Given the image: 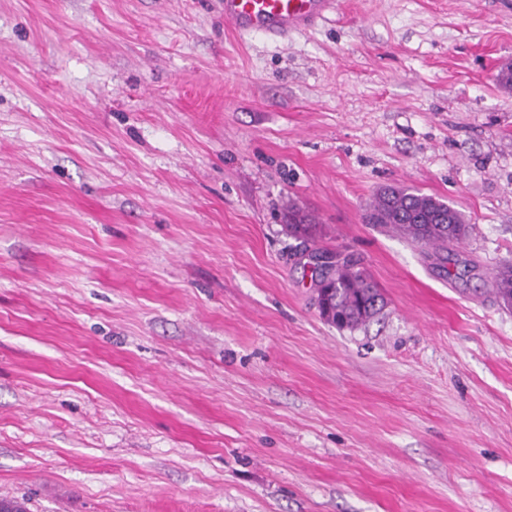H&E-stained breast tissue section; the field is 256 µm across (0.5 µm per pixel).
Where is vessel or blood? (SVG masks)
I'll use <instances>...</instances> for the list:
<instances>
[{
  "label": "vessel or blood",
  "instance_id": "b4317fda",
  "mask_svg": "<svg viewBox=\"0 0 512 512\" xmlns=\"http://www.w3.org/2000/svg\"><path fill=\"white\" fill-rule=\"evenodd\" d=\"M224 23L241 35L285 38L313 27L336 0H223Z\"/></svg>",
  "mask_w": 512,
  "mask_h": 512
}]
</instances>
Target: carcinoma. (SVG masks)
<instances>
[{
    "label": "carcinoma",
    "mask_w": 512,
    "mask_h": 512,
    "mask_svg": "<svg viewBox=\"0 0 512 512\" xmlns=\"http://www.w3.org/2000/svg\"><path fill=\"white\" fill-rule=\"evenodd\" d=\"M398 197L390 199L378 193L368 208L369 221L395 229L408 239L435 253L448 252L450 246L463 240L469 231L458 211L425 194L397 189ZM316 232L313 215L294 207L288 213V233L308 242ZM492 291L496 302L512 307V266L502 267L494 276ZM381 299L378 289L366 274L349 260L336 267L333 277L322 285L318 303H327L329 322L341 329H356L378 312Z\"/></svg>",
    "instance_id": "cac0c4a2"
}]
</instances>
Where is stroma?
Returning a JSON list of instances; mask_svg holds the SVG:
<instances>
[{
	"mask_svg": "<svg viewBox=\"0 0 512 512\" xmlns=\"http://www.w3.org/2000/svg\"><path fill=\"white\" fill-rule=\"evenodd\" d=\"M512 0H0V498L28 512H512ZM464 214L449 278L368 223ZM385 306L323 319L288 210ZM224 24L241 35L285 38L313 27L335 0H223ZM398 197L390 199L384 191L378 193L368 208L369 221L396 229L408 239L431 248L436 254L448 253L450 246L463 240L468 224L458 211L448 208L432 196L401 188H393ZM431 217L422 224H413V217ZM288 222V233L291 236L303 239L304 243L313 239L317 226L313 215L300 208L292 207L288 213ZM492 291L496 302L504 307H512V266L502 267L494 276Z\"/></svg>",
	"mask_w": 512,
	"mask_h": 512,
	"instance_id": "stroma-1",
	"label": "stroma"
}]
</instances>
